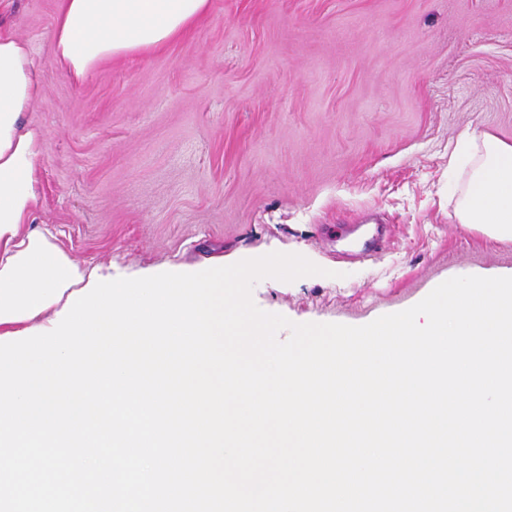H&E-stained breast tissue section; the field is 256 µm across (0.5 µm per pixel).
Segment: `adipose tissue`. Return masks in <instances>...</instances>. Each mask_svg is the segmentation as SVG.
I'll use <instances>...</instances> for the list:
<instances>
[{"instance_id": "obj_1", "label": "adipose tissue", "mask_w": 512, "mask_h": 512, "mask_svg": "<svg viewBox=\"0 0 512 512\" xmlns=\"http://www.w3.org/2000/svg\"><path fill=\"white\" fill-rule=\"evenodd\" d=\"M210 0H64L52 30L54 62L84 78L98 63L149 52L182 36L207 13ZM40 95L30 50L0 36V336L46 326L90 268L45 228L28 219L39 204L35 162L41 135L22 116ZM472 156L456 217L462 228L512 240V144L484 133L460 136Z\"/></svg>"}]
</instances>
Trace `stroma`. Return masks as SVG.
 <instances>
[{"label":"stroma","mask_w":512,"mask_h":512,"mask_svg":"<svg viewBox=\"0 0 512 512\" xmlns=\"http://www.w3.org/2000/svg\"><path fill=\"white\" fill-rule=\"evenodd\" d=\"M63 0H0L42 92L39 206L116 278L269 247L322 276L266 278L263 311L367 324L443 281L512 270L461 228L465 130L512 143V0H210L188 33L76 81L54 62Z\"/></svg>","instance_id":"obj_1"}]
</instances>
